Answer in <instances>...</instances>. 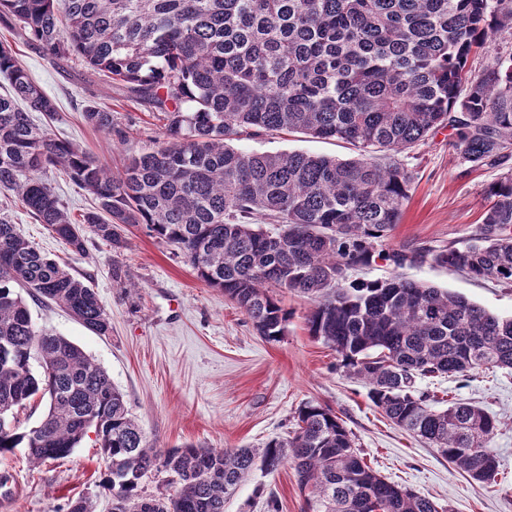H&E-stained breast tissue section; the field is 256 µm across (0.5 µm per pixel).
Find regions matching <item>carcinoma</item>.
<instances>
[{
	"label": "carcinoma",
	"instance_id": "obj_1",
	"mask_svg": "<svg viewBox=\"0 0 512 512\" xmlns=\"http://www.w3.org/2000/svg\"><path fill=\"white\" fill-rule=\"evenodd\" d=\"M0 22L56 59L75 55L151 112L161 136L117 171L56 138L54 102L0 44V194L86 255V233L126 248L142 227L178 248L197 277L239 308L268 342L306 296L310 336L368 387L388 419L470 479L495 480L499 421L479 406L431 404L416 381L512 369V316L408 277L427 263L512 286V0H0ZM498 49L479 69L473 49ZM45 123L36 126L30 113ZM84 120L112 133L95 105ZM438 128L461 163L500 176L479 233L464 248H391L410 175L398 155ZM296 132L353 145L358 157L246 153L234 140ZM62 168L94 206L72 222L47 169ZM269 216V228L258 225ZM381 280L351 278L376 261ZM69 310L99 336L110 321L87 280L42 254L0 215V455L24 448L33 465L63 459L94 431L108 469L111 512H224L254 469L288 465L304 512H446L390 483L353 433L314 402L296 429L261 449H160L148 443L107 371L67 338L35 327L18 294ZM38 359H33V354ZM39 370H34L32 361ZM36 399V426L8 417ZM165 474L166 491L144 481Z\"/></svg>",
	"mask_w": 512,
	"mask_h": 512
}]
</instances>
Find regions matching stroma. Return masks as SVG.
Segmentation results:
<instances>
[{
	"label": "stroma",
	"mask_w": 512,
	"mask_h": 512,
	"mask_svg": "<svg viewBox=\"0 0 512 512\" xmlns=\"http://www.w3.org/2000/svg\"><path fill=\"white\" fill-rule=\"evenodd\" d=\"M0 43L9 45L33 81L60 114L52 130L77 143L102 163L119 167L124 155L152 145L159 123L79 57L57 61L40 46L0 25ZM98 105L127 130L120 141L85 122L83 110ZM244 152L298 150L353 157L351 145L279 133L243 138ZM411 175L410 198L389 244L443 249L464 246L477 234L488 203L486 190L498 176L491 168L461 164L449 130L440 129L402 153ZM0 208L18 232L41 252L86 277L107 312L111 330L98 336L67 311L38 302L29 309L37 327L68 338L110 375L131 415L156 447L260 448L295 429L297 409L308 401L328 406L356 439L365 461L388 482L426 495L451 512H512V369L472 372L469 378L425 380L421 389L447 401L477 405L496 417L492 446L500 467L492 483L471 480L423 440L386 419L371 403L366 385L338 366L332 349L309 336L305 317L311 304L292 293L282 297L291 311L285 335L268 342L218 290L201 281L180 250L129 229L127 246L114 253L89 238L86 257L74 256L46 225L20 202L0 196ZM121 275H114V268ZM411 278L465 296L491 312L512 316V286L476 282L426 264L409 269ZM106 470L95 435L86 436L67 458L32 465L24 449L0 458V512H67L71 500L90 498L94 512H110L99 482ZM280 512H303L304 501L291 468L261 469L224 502V512H267L268 495Z\"/></svg>",
	"instance_id": "1"
}]
</instances>
